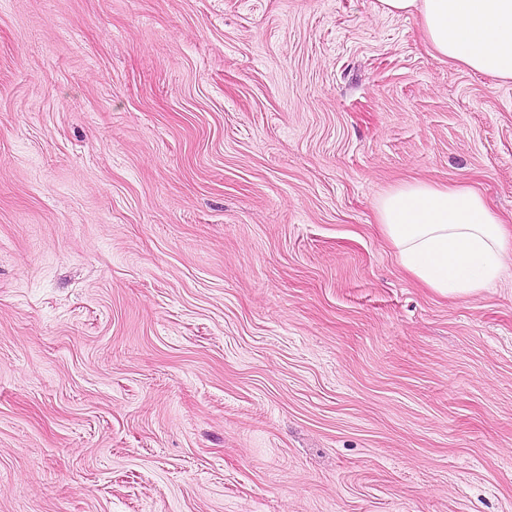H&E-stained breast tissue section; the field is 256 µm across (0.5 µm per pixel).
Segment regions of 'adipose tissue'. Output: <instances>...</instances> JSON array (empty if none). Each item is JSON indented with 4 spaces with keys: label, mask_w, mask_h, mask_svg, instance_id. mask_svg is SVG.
<instances>
[{
    "label": "adipose tissue",
    "mask_w": 512,
    "mask_h": 512,
    "mask_svg": "<svg viewBox=\"0 0 512 512\" xmlns=\"http://www.w3.org/2000/svg\"><path fill=\"white\" fill-rule=\"evenodd\" d=\"M376 9L416 19L439 57L512 81V0H377ZM375 218L404 272L444 298L481 295L512 260V230L465 184L398 183Z\"/></svg>",
    "instance_id": "ef3b65f1"
}]
</instances>
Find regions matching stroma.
Instances as JSON below:
<instances>
[{"mask_svg": "<svg viewBox=\"0 0 512 512\" xmlns=\"http://www.w3.org/2000/svg\"><path fill=\"white\" fill-rule=\"evenodd\" d=\"M375 4L0 0V512H512V262L375 224L512 221V82ZM375 218L404 272L444 298L481 295L512 259V229L469 185L398 183Z\"/></svg>", "mask_w": 512, "mask_h": 512, "instance_id": "stroma-1", "label": "stroma"}]
</instances>
